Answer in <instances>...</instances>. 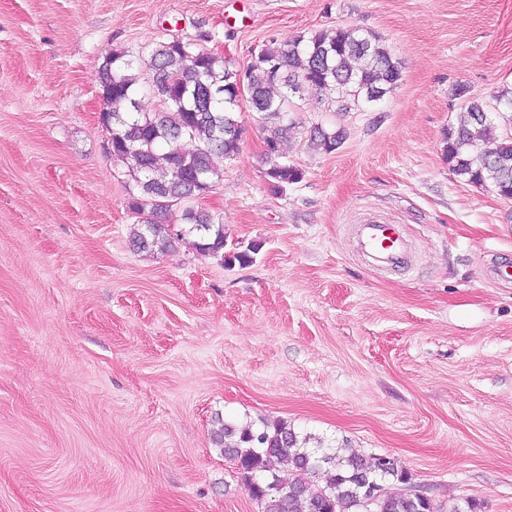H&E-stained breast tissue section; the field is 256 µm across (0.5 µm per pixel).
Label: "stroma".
I'll return each mask as SVG.
<instances>
[{"label": "stroma", "instance_id": "1", "mask_svg": "<svg viewBox=\"0 0 512 512\" xmlns=\"http://www.w3.org/2000/svg\"><path fill=\"white\" fill-rule=\"evenodd\" d=\"M344 25L402 81L300 100L283 151L305 177L280 193L242 108L200 204L251 262L134 250L104 57L206 33L243 68ZM461 87L512 89V0H0V512H258L210 437L261 417L396 458L444 512H512V200L448 166ZM316 124L345 129L334 153L307 149ZM372 217L405 226L410 270L358 255Z\"/></svg>", "mask_w": 512, "mask_h": 512}]
</instances>
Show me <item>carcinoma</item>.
<instances>
[{
	"mask_svg": "<svg viewBox=\"0 0 512 512\" xmlns=\"http://www.w3.org/2000/svg\"><path fill=\"white\" fill-rule=\"evenodd\" d=\"M200 42L160 41L134 57L115 49L99 67L107 112L109 153L134 175L137 193L128 207L137 218L131 244L164 253L185 240L161 217L181 210L196 250L226 260L223 218L194 205L195 196L220 176L218 157L237 158L243 127L238 78L251 96L265 133L266 177L275 192L304 178L302 169L283 160L281 144L298 125L292 99L305 90L333 91L339 109L348 102L382 100L402 80L400 63L376 34L357 26L303 32L283 42L272 38L255 49L240 70L201 47ZM154 69L151 92L162 109L146 112L138 101V61ZM512 127V91L495 95V106L471 97L448 126L443 151L452 171L466 182L512 200V134L497 135L495 123ZM345 129L319 124L307 148L324 154L338 149ZM211 443L235 463L259 512H442L426 496L404 491L411 476L389 456L345 453L342 446L301 434L288 422L262 419L242 427L222 422ZM400 488L382 495L386 483Z\"/></svg>",
	"mask_w": 512,
	"mask_h": 512,
	"instance_id": "obj_1",
	"label": "carcinoma"
}]
</instances>
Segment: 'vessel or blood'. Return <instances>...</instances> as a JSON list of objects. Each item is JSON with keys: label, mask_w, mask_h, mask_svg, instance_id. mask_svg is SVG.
Returning a JSON list of instances; mask_svg holds the SVG:
<instances>
[{"label": "vessel or blood", "mask_w": 512, "mask_h": 512, "mask_svg": "<svg viewBox=\"0 0 512 512\" xmlns=\"http://www.w3.org/2000/svg\"><path fill=\"white\" fill-rule=\"evenodd\" d=\"M358 252L371 267L383 271L406 268L412 250L402 225L386 224L371 218L358 224L355 232Z\"/></svg>", "instance_id": "vessel-or-blood-1"}]
</instances>
